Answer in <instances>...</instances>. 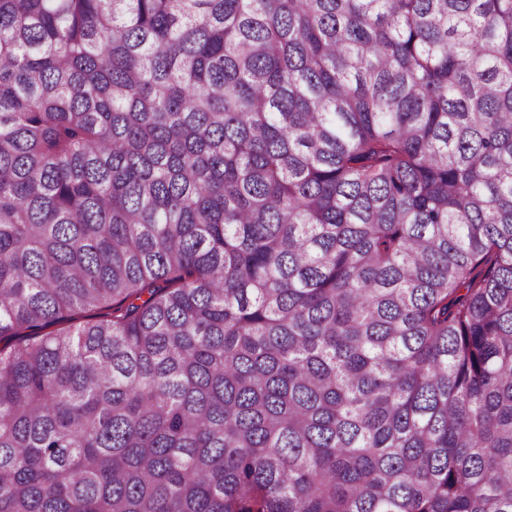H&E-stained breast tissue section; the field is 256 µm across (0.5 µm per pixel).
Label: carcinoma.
Instances as JSON below:
<instances>
[{"instance_id": "cac0c4a2", "label": "carcinoma", "mask_w": 512, "mask_h": 512, "mask_svg": "<svg viewBox=\"0 0 512 512\" xmlns=\"http://www.w3.org/2000/svg\"><path fill=\"white\" fill-rule=\"evenodd\" d=\"M4 336L0 512H512V0H0Z\"/></svg>"}]
</instances>
